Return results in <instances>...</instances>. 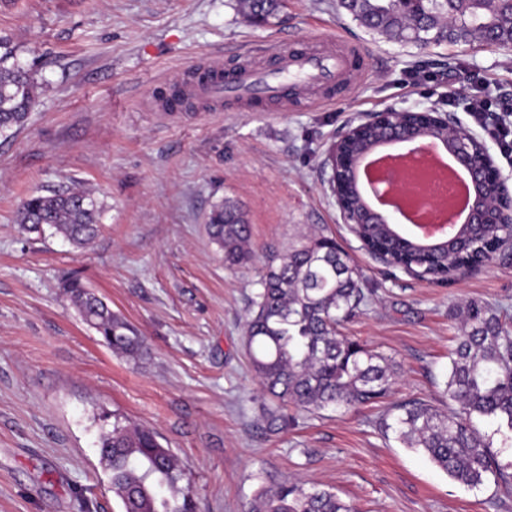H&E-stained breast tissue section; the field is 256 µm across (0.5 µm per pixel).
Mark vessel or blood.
Returning a JSON list of instances; mask_svg holds the SVG:
<instances>
[{
  "label": "vessel or blood",
  "mask_w": 512,
  "mask_h": 512,
  "mask_svg": "<svg viewBox=\"0 0 512 512\" xmlns=\"http://www.w3.org/2000/svg\"><path fill=\"white\" fill-rule=\"evenodd\" d=\"M271 65H246L225 69L212 61L191 67L174 77L173 93L159 99L162 112L181 111L188 100L233 102L252 109L267 100L288 104L294 93L332 100L337 88L349 85L358 70L360 57L355 45L323 36L300 49L281 40L270 51Z\"/></svg>",
  "instance_id": "vessel-or-blood-1"
}]
</instances>
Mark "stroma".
Returning a JSON list of instances; mask_svg holds the SVG:
<instances>
[{"label":"stroma","instance_id":"1","mask_svg":"<svg viewBox=\"0 0 512 512\" xmlns=\"http://www.w3.org/2000/svg\"><path fill=\"white\" fill-rule=\"evenodd\" d=\"M324 32L361 56L354 89L329 103L157 109L166 80L202 59L234 67L238 50ZM0 37L39 87L25 128L0 140V512H119L98 455L117 416L160 435L205 512H247L282 477L333 488L352 512H512L494 480L460 484L379 427L408 401L447 409L452 309L512 312V252L451 282L388 267L342 224L325 163L345 124L435 105L471 126L512 180L491 135L512 117V50L389 42L338 0H283L264 27L237 0H0ZM475 88L491 103L479 124ZM71 187L100 205L89 245L17 224L29 195ZM225 199L251 226L254 257L233 268L206 224ZM310 228L332 233L361 270L369 302L343 333L390 359L396 382L377 403L272 433L258 419L245 320L262 268ZM73 274L138 329L145 360L116 355L82 321L62 290Z\"/></svg>","mask_w":512,"mask_h":512}]
</instances>
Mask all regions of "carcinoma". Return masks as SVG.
<instances>
[{
    "instance_id": "carcinoma-1",
    "label": "carcinoma",
    "mask_w": 512,
    "mask_h": 512,
    "mask_svg": "<svg viewBox=\"0 0 512 512\" xmlns=\"http://www.w3.org/2000/svg\"><path fill=\"white\" fill-rule=\"evenodd\" d=\"M247 21L263 26L275 18L280 0H238ZM354 20L389 41L467 44L478 41L512 47V0H339ZM37 86L15 62L14 48L0 39V137L22 129ZM98 203L83 189L32 195L18 210L17 223L40 232L47 226L76 247L98 234ZM210 240L234 266L251 258V228L231 201L213 206L207 217ZM370 249L389 265L449 279L458 269L476 267L496 255L512 225H498L466 248L449 246L424 252L403 244L385 224L359 225ZM362 275L336 240L322 233L306 236L279 260H271L252 301L246 325L249 364L269 402L262 417L275 430L296 425L302 414L356 408L378 402L389 392L395 368L385 356L341 335L339 326L366 303ZM63 289L80 317L114 353L148 355L137 329L73 275ZM459 319L450 353L446 392L457 407L440 411L409 401L381 426L408 448L422 449L448 476L476 486L492 476L512 491V474L503 471L490 442L476 429L475 416L512 431V321L497 308L470 301L456 310ZM99 460L112 474L120 512H199L193 486L157 432L115 421L99 441ZM248 512H350L334 492L283 479L262 490Z\"/></svg>"
}]
</instances>
